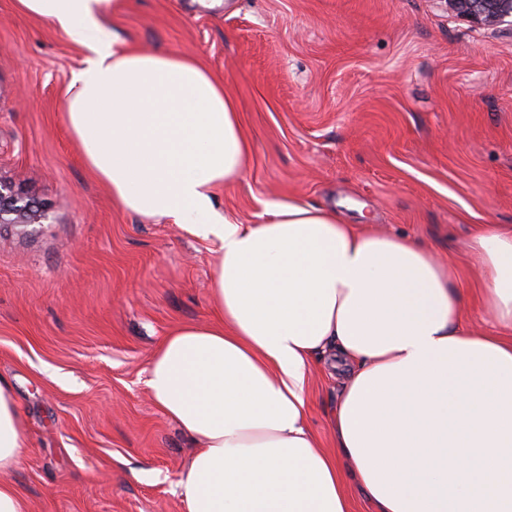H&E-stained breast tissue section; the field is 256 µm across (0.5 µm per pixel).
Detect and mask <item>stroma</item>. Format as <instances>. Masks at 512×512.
Here are the masks:
<instances>
[{"label":"stroma","mask_w":512,"mask_h":512,"mask_svg":"<svg viewBox=\"0 0 512 512\" xmlns=\"http://www.w3.org/2000/svg\"><path fill=\"white\" fill-rule=\"evenodd\" d=\"M113 29L143 52L195 57L223 79L252 143L216 191L245 224L276 202L326 206L424 243L485 316L464 251L512 225V25L452 0H123ZM80 54L0 0V178L49 218L0 227V375L25 448L10 479L32 512H182L193 450L146 386L173 328L213 316L214 243L114 204L65 122ZM341 387L317 374L308 423L331 445Z\"/></svg>","instance_id":"1"}]
</instances>
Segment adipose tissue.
Instances as JSON below:
<instances>
[{
  "label": "adipose tissue",
  "mask_w": 512,
  "mask_h": 512,
  "mask_svg": "<svg viewBox=\"0 0 512 512\" xmlns=\"http://www.w3.org/2000/svg\"><path fill=\"white\" fill-rule=\"evenodd\" d=\"M121 0H16L82 58L66 124L125 210L214 242L216 318L152 352L155 404L197 451L183 512H351L350 469L375 512H512V226L467 248L493 327H476L455 271L405 235L279 202L243 224L215 209L251 144L222 80L185 54H146L108 25ZM343 388L320 446L307 417L316 359ZM24 432L0 377V512H30L9 478Z\"/></svg>",
  "instance_id": "1"
}]
</instances>
